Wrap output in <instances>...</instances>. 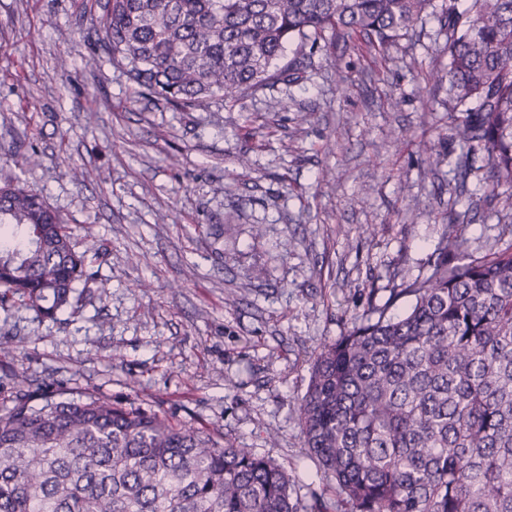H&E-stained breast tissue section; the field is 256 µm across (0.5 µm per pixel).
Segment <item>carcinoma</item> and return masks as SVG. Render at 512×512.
<instances>
[{
  "mask_svg": "<svg viewBox=\"0 0 512 512\" xmlns=\"http://www.w3.org/2000/svg\"><path fill=\"white\" fill-rule=\"evenodd\" d=\"M105 0L88 65L181 111L296 84L321 50H380L423 17L448 30V119L467 175L481 144L512 192V0ZM293 58H288V53ZM92 243L42 195L0 184V307L72 305ZM406 297V312H391ZM304 448L351 512H512V242L449 226L425 274L322 343L296 409ZM292 477L250 448L93 392L0 407V512H299Z\"/></svg>",
  "mask_w": 512,
  "mask_h": 512,
  "instance_id": "1",
  "label": "carcinoma"
}]
</instances>
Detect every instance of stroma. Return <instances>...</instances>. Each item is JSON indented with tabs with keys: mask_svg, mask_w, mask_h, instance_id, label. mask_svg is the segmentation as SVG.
Listing matches in <instances>:
<instances>
[{
	"mask_svg": "<svg viewBox=\"0 0 512 512\" xmlns=\"http://www.w3.org/2000/svg\"><path fill=\"white\" fill-rule=\"evenodd\" d=\"M101 15L0 0V179L102 247L57 318L0 308V404L88 389L273 459L306 510L333 501L294 413L315 349L426 272L449 214L512 239V199L456 170L446 33L430 15L380 53L340 42L300 83L185 112L86 66Z\"/></svg>",
	"mask_w": 512,
	"mask_h": 512,
	"instance_id": "stroma-1",
	"label": "stroma"
}]
</instances>
